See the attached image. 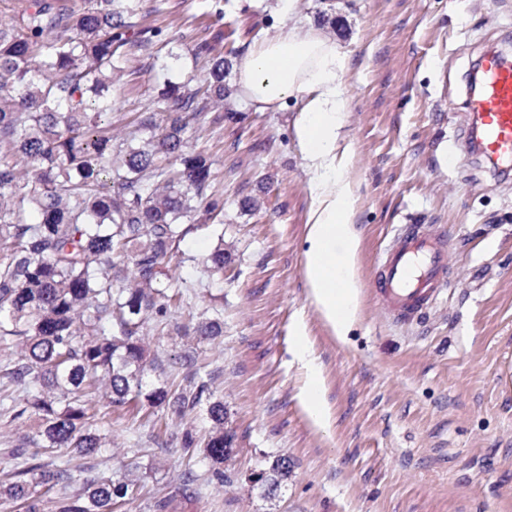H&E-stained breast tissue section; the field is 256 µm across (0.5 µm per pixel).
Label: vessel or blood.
<instances>
[{
	"label": "vessel or blood",
	"mask_w": 512,
	"mask_h": 512,
	"mask_svg": "<svg viewBox=\"0 0 512 512\" xmlns=\"http://www.w3.org/2000/svg\"><path fill=\"white\" fill-rule=\"evenodd\" d=\"M476 71L448 157L490 165L505 184L512 181V61L490 47L480 54ZM450 250L447 229L408 218L371 268V293L379 312L400 326L420 321L453 285Z\"/></svg>",
	"instance_id": "1"
}]
</instances>
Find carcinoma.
I'll list each match as a JSON object with an SVG mask.
<instances>
[{
  "instance_id": "carcinoma-1",
  "label": "carcinoma",
  "mask_w": 512,
  "mask_h": 512,
  "mask_svg": "<svg viewBox=\"0 0 512 512\" xmlns=\"http://www.w3.org/2000/svg\"><path fill=\"white\" fill-rule=\"evenodd\" d=\"M141 19L139 0H0V147L8 152L0 159V344L15 349L7 375L26 390L14 418L35 417L43 450L87 456L105 447L89 424L98 396L110 407L169 405L179 415L204 406L208 435L199 442L185 433L182 449L201 454L222 481L234 444L224 400L197 380L191 357L179 361L187 385H149L142 329L167 324L171 301L182 298L157 284L194 228L183 220L224 212L210 156L185 137L224 100V57L212 55L210 41L197 43V87L168 80L154 89L167 125L149 116L136 142L118 139L106 124L112 87L131 58H153L158 36ZM226 260L221 234L203 263L222 276ZM195 333L214 339L223 326L202 318ZM9 454L26 469L0 484V499L18 512H42L51 493L56 512H114L137 486L131 470L69 494L68 466L49 468L23 443ZM290 467L283 456L268 460L252 488L275 497ZM198 490L197 474L185 471L181 495Z\"/></svg>"
}]
</instances>
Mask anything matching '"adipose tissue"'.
<instances>
[{
    "instance_id": "ef3b65f1",
    "label": "adipose tissue",
    "mask_w": 512,
    "mask_h": 512,
    "mask_svg": "<svg viewBox=\"0 0 512 512\" xmlns=\"http://www.w3.org/2000/svg\"><path fill=\"white\" fill-rule=\"evenodd\" d=\"M342 71L343 61L335 46L316 32L296 26L284 27L276 39L256 42L239 66V82L256 110L275 109L290 98L301 102L296 137L306 158L320 172L313 189L306 277L316 308L340 338L358 306L353 275H344L342 288L323 285L329 264L326 244L342 243L347 264L357 249L347 228L353 196L340 177L335 153L336 127L345 109L340 93Z\"/></svg>"
}]
</instances>
